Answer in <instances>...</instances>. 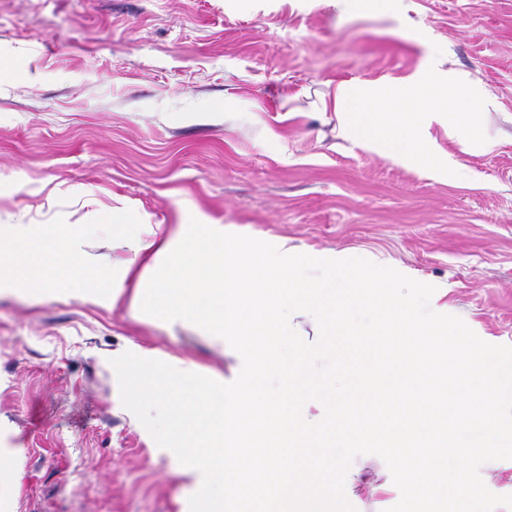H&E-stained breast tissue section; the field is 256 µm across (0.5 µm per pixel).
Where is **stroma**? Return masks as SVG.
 Returning a JSON list of instances; mask_svg holds the SVG:
<instances>
[{"instance_id": "1", "label": "stroma", "mask_w": 512, "mask_h": 512, "mask_svg": "<svg viewBox=\"0 0 512 512\" xmlns=\"http://www.w3.org/2000/svg\"><path fill=\"white\" fill-rule=\"evenodd\" d=\"M0 224L119 207L143 240L234 224L410 269L512 346V0H0ZM437 66L494 145L428 139L463 177L348 136L336 91ZM232 364L193 325L76 293L0 294V512H190L194 483L120 398L111 358Z\"/></svg>"}]
</instances>
